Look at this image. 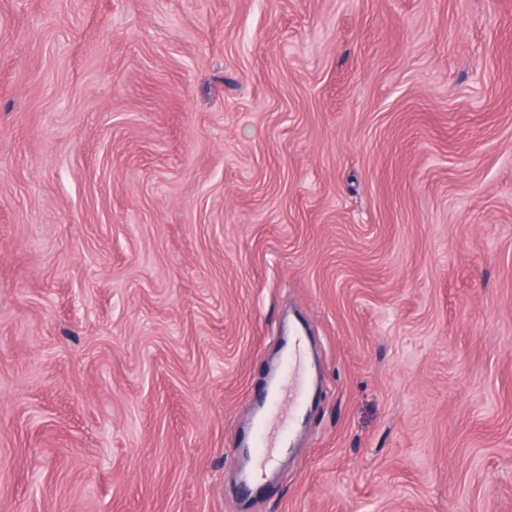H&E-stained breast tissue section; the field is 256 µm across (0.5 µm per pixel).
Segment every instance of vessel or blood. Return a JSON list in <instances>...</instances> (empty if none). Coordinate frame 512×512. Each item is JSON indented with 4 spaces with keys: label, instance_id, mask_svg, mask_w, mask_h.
Returning <instances> with one entry per match:
<instances>
[{
    "label": "vessel or blood",
    "instance_id": "obj_1",
    "mask_svg": "<svg viewBox=\"0 0 512 512\" xmlns=\"http://www.w3.org/2000/svg\"><path fill=\"white\" fill-rule=\"evenodd\" d=\"M308 386L306 338L296 335L288 345V356L278 384L271 390L264 412L256 423L251 447L252 464L246 482L261 480L281 450L286 448L288 436L301 416Z\"/></svg>",
    "mask_w": 512,
    "mask_h": 512
}]
</instances>
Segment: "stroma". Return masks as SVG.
Here are the masks:
<instances>
[{
  "mask_svg": "<svg viewBox=\"0 0 512 512\" xmlns=\"http://www.w3.org/2000/svg\"><path fill=\"white\" fill-rule=\"evenodd\" d=\"M4 455L0 512H512V0H0ZM309 386L307 372L306 338L292 336L288 344V356L275 389L271 390L264 412L257 420L253 437L252 464L244 482L257 483L273 465L288 436L297 424L305 403ZM288 389V408L282 404Z\"/></svg>",
  "mask_w": 512,
  "mask_h": 512,
  "instance_id": "1",
  "label": "stroma"
}]
</instances>
